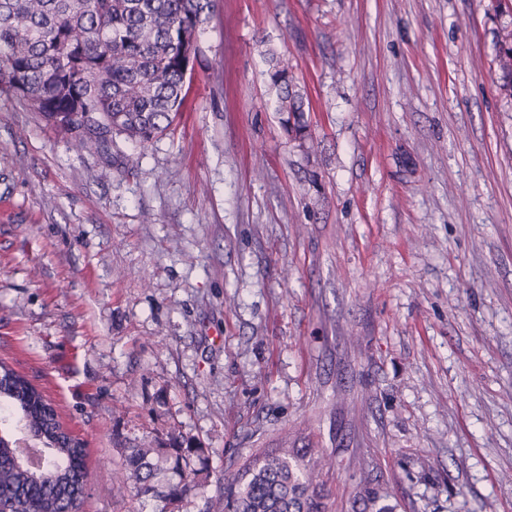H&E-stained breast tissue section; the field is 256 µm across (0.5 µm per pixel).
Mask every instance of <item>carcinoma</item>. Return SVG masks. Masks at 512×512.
Here are the masks:
<instances>
[{
    "instance_id": "cac0c4a2",
    "label": "carcinoma",
    "mask_w": 512,
    "mask_h": 512,
    "mask_svg": "<svg viewBox=\"0 0 512 512\" xmlns=\"http://www.w3.org/2000/svg\"><path fill=\"white\" fill-rule=\"evenodd\" d=\"M212 0H0V95L24 101L84 149L101 152L112 135L143 146L180 112L185 80L199 53ZM270 86L286 132L299 134L303 95L288 69L274 67ZM0 430L15 419L44 437V474L22 467L10 436L0 439V512H81L88 450L55 405L25 375L0 362ZM124 497L163 503L175 512L211 479L175 443L124 449ZM326 460L297 436L250 455L224 480V512H327L321 480Z\"/></svg>"
}]
</instances>
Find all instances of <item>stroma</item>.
Returning a JSON list of instances; mask_svg holds the SVG:
<instances>
[{"mask_svg":"<svg viewBox=\"0 0 512 512\" xmlns=\"http://www.w3.org/2000/svg\"><path fill=\"white\" fill-rule=\"evenodd\" d=\"M512 0H214L173 125L77 147L0 96V360L84 439L222 474L308 435L331 512H512ZM304 93L286 133L273 61Z\"/></svg>","mask_w":512,"mask_h":512,"instance_id":"stroma-1","label":"stroma"}]
</instances>
